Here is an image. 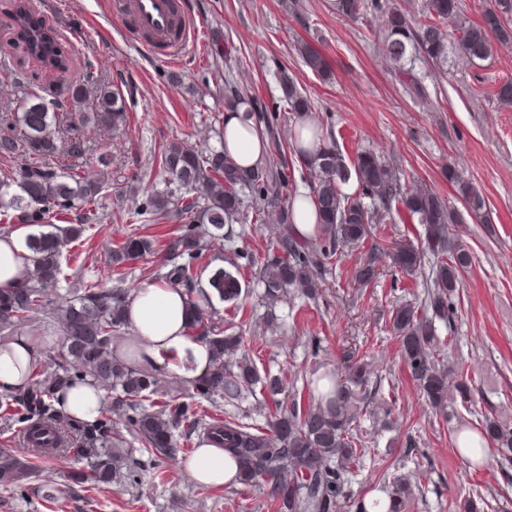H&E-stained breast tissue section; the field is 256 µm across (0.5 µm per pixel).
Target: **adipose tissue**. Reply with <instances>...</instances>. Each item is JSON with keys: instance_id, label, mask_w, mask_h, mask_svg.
I'll return each instance as SVG.
<instances>
[{"instance_id": "obj_1", "label": "adipose tissue", "mask_w": 512, "mask_h": 512, "mask_svg": "<svg viewBox=\"0 0 512 512\" xmlns=\"http://www.w3.org/2000/svg\"><path fill=\"white\" fill-rule=\"evenodd\" d=\"M224 137L228 152L239 165L249 168L263 163V140L257 131L247 129L241 113H225ZM27 235V228L21 226L0 237V289L20 285L29 265ZM127 317L141 349L152 359L161 361L167 353L174 352L183 362L182 376L193 379L203 375L209 365V350L205 344L185 336L189 307L181 290L153 282L142 283L129 298ZM36 355V349L24 340L0 351V391L21 386L27 366ZM104 398L103 391L78 385L59 393L58 406L92 425L101 417ZM185 467L197 482L206 485L231 483L236 474L230 456L208 444L200 445Z\"/></svg>"}]
</instances>
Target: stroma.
I'll use <instances>...</instances> for the list:
<instances>
[{
  "instance_id": "35a3bbf8",
  "label": "stroma",
  "mask_w": 512,
  "mask_h": 512,
  "mask_svg": "<svg viewBox=\"0 0 512 512\" xmlns=\"http://www.w3.org/2000/svg\"><path fill=\"white\" fill-rule=\"evenodd\" d=\"M114 2L32 0L72 51L68 70L59 72L25 54L11 25L14 0H0V133L9 131L8 114L20 111L30 95L52 100L89 70L115 85L126 104V122L116 129L79 125L75 112L60 116L59 143L80 130L89 154L75 162L62 151L53 162L104 177L98 201L102 220L69 244L72 274L50 288V317L28 324L23 335L36 344L48 334L62 336L53 314L72 300L76 278L131 291L156 280L164 251L126 263L120 281L110 274L107 253L131 231L162 243L182 227L175 214L160 223L134 225L128 218L166 188L161 151L174 140L203 153L219 146L225 76L253 88L272 107L279 103V77L286 72L311 100L316 123L334 129L347 161L365 149L379 152L403 183L426 184L451 212L462 214V221L451 225L450 238L472 263L451 326L439 328L438 335L446 341L445 360L473 383L474 414L491 411L512 422V105L492 95L498 83L512 79V44L493 45L482 61H468L452 44L447 62L436 65L414 54L398 64L383 49L385 18L379 11L351 21L337 14L335 0H180L196 36L182 60L170 61L144 49L142 34L114 16ZM218 32L230 57L211 52ZM302 39L325 55L329 77L307 67L298 52ZM452 166L484 197L490 223L465 216L463 199L448 181ZM279 230L274 215L259 218L254 209L243 210L237 222L225 225L226 241L210 243L205 276L230 269L238 252L263 259L269 237ZM361 258L360 251L348 250L332 260L316 300L289 297L273 308L264 303L256 279L243 273L235 303L213 299L210 312L254 337L250 356L258 370L286 373L295 389L336 369L350 343L372 365L374 379L395 384L394 426H386L372 406L361 417L376 450L352 477L355 498L382 496L387 474L421 469L425 476L407 512H448L452 499L474 489L490 499H512V460L491 447L479 463L460 455L453 435L458 419L436 417L400 371L390 311L425 299L434 257L425 256L411 274L383 259L379 274L365 286L355 279ZM272 314L279 319L273 332L265 326ZM407 432L416 439L419 456L388 454V446ZM19 439L16 427L0 421V448L13 449L24 465L12 484L0 481V512H273L259 491L200 484L180 463L143 461L130 482L83 495L71 480L79 467L75 455L38 459Z\"/></svg>"
}]
</instances>
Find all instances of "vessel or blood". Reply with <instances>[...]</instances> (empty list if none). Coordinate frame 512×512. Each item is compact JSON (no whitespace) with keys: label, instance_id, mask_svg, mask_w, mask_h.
<instances>
[{"label":"vessel or blood","instance_id":"vessel-or-blood-1","mask_svg":"<svg viewBox=\"0 0 512 512\" xmlns=\"http://www.w3.org/2000/svg\"><path fill=\"white\" fill-rule=\"evenodd\" d=\"M119 8L134 29L151 33L152 46L163 47L166 57L181 56L194 37L191 16L176 18L172 0H121Z\"/></svg>","mask_w":512,"mask_h":512}]
</instances>
